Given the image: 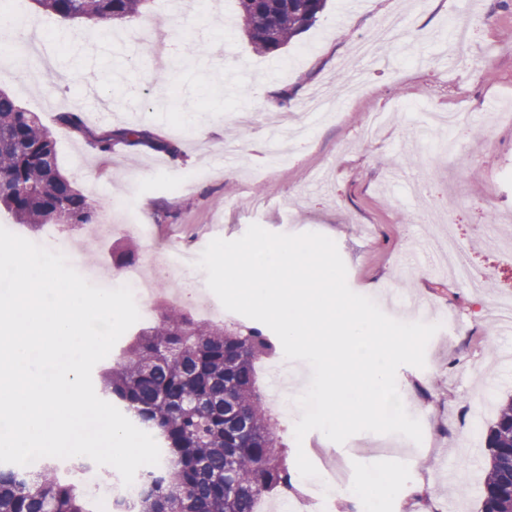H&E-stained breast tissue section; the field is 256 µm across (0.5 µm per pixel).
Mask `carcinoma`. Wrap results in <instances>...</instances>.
<instances>
[{"label": "carcinoma", "mask_w": 512, "mask_h": 512, "mask_svg": "<svg viewBox=\"0 0 512 512\" xmlns=\"http://www.w3.org/2000/svg\"><path fill=\"white\" fill-rule=\"evenodd\" d=\"M47 15L90 27L142 12L150 0H37ZM327 0H238L237 25L252 49L273 54L311 28ZM58 124L98 153L146 146L180 157L176 142L140 128L100 129L80 111ZM0 208L18 224H91L90 196L57 164L56 140L34 112L0 90ZM259 327L204 323L174 306L142 332L105 375L102 392L159 445L160 463L117 512H253L252 504L289 486L291 471L277 422L256 394L255 362L273 352ZM489 451L481 512H512V399L486 430ZM0 512H90L75 479L42 460L0 463Z\"/></svg>", "instance_id": "carcinoma-1"}]
</instances>
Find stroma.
<instances>
[{"label":"stroma","instance_id":"stroma-1","mask_svg":"<svg viewBox=\"0 0 512 512\" xmlns=\"http://www.w3.org/2000/svg\"><path fill=\"white\" fill-rule=\"evenodd\" d=\"M346 0H328L319 21L271 55L253 51L232 22L237 0H180L176 11L153 0L148 13L127 22L89 28L52 19L43 34L56 80L30 83L0 73V88L37 113L56 138L60 170L83 192H98L116 228L97 237L87 225L63 231L89 254L79 273L103 287L118 281L115 259L124 248L142 263L149 247L192 243L203 251L214 238L233 240L256 223L274 233L318 232L332 238L347 267V283L367 294L389 317L403 321L405 303H422L425 320L438 324L426 348V366L405 365L411 385L408 413L423 427V441L403 440L418 460L398 482L381 512H405L418 472L430 473L438 494L420 512H481L488 451L484 430L512 397V334L500 330L495 306L512 297V128L494 115L512 103V13L498 0H364L345 13ZM401 14L407 37L384 44L372 60H356V41L387 14ZM470 20L472 52L454 51L448 35L457 17ZM166 34L182 49L170 70L157 75L145 46ZM361 70L365 81L341 97L338 74ZM268 81L290 93L276 107L255 102L251 88ZM94 83L110 102L109 127L138 126L175 138L182 156L171 159L146 147H116L100 154L59 128L58 113L94 106L85 86ZM335 104L334 120L306 117L314 90ZM467 110L462 154L445 153L422 114ZM374 112L391 116L374 141L362 131ZM215 174L198 187L176 184L199 167ZM446 210L445 224H423L429 208ZM150 224L147 242L133 229ZM454 238L482 273L480 293L439 266L403 273L404 261L440 250ZM288 465L296 449L311 461L342 457L351 480L394 435L359 433L346 444L309 432L296 442L280 422Z\"/></svg>","mask_w":512,"mask_h":512}]
</instances>
